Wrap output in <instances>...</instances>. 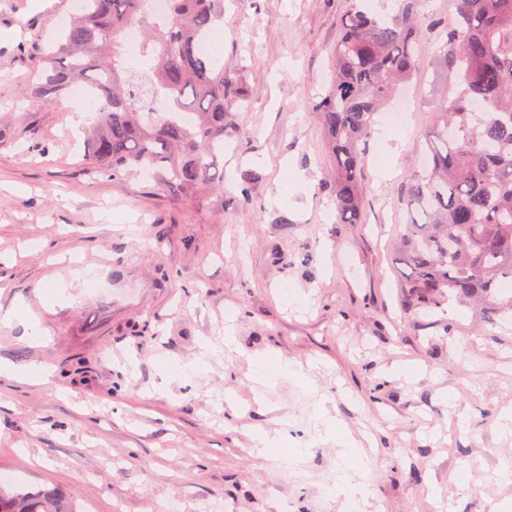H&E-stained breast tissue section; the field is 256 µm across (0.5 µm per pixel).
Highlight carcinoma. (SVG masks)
Masks as SVG:
<instances>
[{
	"label": "carcinoma",
	"mask_w": 512,
	"mask_h": 512,
	"mask_svg": "<svg viewBox=\"0 0 512 512\" xmlns=\"http://www.w3.org/2000/svg\"><path fill=\"white\" fill-rule=\"evenodd\" d=\"M141 31L148 70L127 67L123 35ZM224 0H168L159 20L148 0H88L34 60L29 98L54 104L75 82L93 90L96 119L88 157L114 179L148 172L153 189L187 206L224 192V139L238 138L228 108L246 97L224 79V64L198 43L218 40ZM458 91L437 114L427 164L403 185L410 218L397 250L406 311L445 300L477 302L488 315L512 310V0H454L440 17L422 0H398L383 18L368 0H349L333 50L329 90L313 101L331 169L339 224H359L362 171L376 116L424 62L428 44ZM484 104L481 112L473 111ZM0 512H75L60 490L0 482Z\"/></svg>",
	"instance_id": "1"
}]
</instances>
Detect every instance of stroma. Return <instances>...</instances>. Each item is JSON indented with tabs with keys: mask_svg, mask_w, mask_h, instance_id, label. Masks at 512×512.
<instances>
[{
	"mask_svg": "<svg viewBox=\"0 0 512 512\" xmlns=\"http://www.w3.org/2000/svg\"><path fill=\"white\" fill-rule=\"evenodd\" d=\"M345 8L224 0V75L248 100L223 194L191 209L89 176L64 103L24 99L75 0H0V315H20L0 324L18 370L0 375V473L78 512H345L310 475L356 470L375 512H512V311L399 304V187L448 95L434 46L406 125L369 141L362 223L331 209L312 101ZM261 432L279 443L259 457Z\"/></svg>",
	"mask_w": 512,
	"mask_h": 512,
	"instance_id": "1",
	"label": "stroma"
}]
</instances>
